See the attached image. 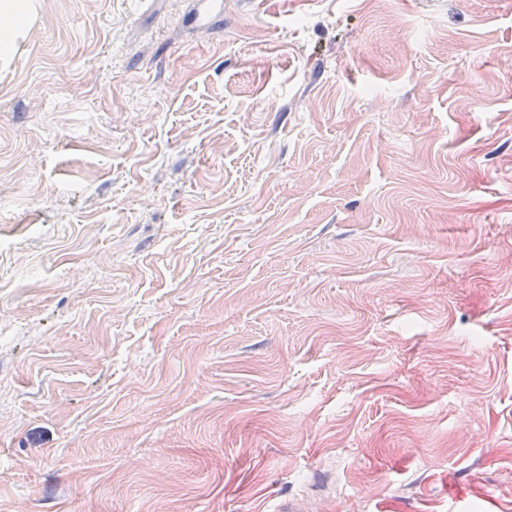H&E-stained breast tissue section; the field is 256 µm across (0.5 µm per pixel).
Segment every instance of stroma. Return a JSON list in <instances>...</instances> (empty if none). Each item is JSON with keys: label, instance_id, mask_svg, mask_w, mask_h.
Listing matches in <instances>:
<instances>
[{"label": "stroma", "instance_id": "stroma-1", "mask_svg": "<svg viewBox=\"0 0 512 512\" xmlns=\"http://www.w3.org/2000/svg\"><path fill=\"white\" fill-rule=\"evenodd\" d=\"M39 5L0 512H512V0Z\"/></svg>", "mask_w": 512, "mask_h": 512}]
</instances>
